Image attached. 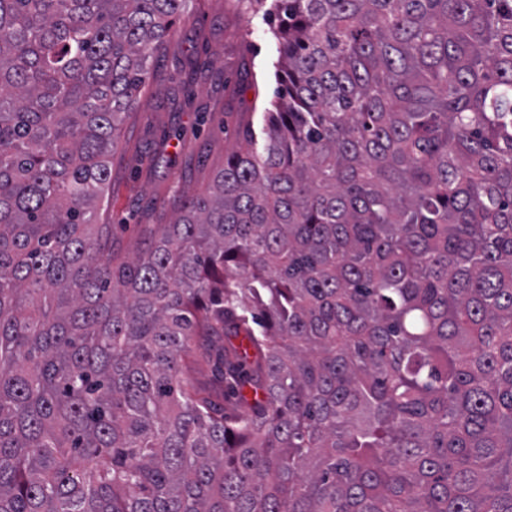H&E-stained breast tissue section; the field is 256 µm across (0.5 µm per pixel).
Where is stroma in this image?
<instances>
[{"label":"stroma","instance_id":"35a3bbf8","mask_svg":"<svg viewBox=\"0 0 512 512\" xmlns=\"http://www.w3.org/2000/svg\"><path fill=\"white\" fill-rule=\"evenodd\" d=\"M279 42L243 0H189L156 52L138 107L120 125L98 221L124 261L172 223L277 99Z\"/></svg>","mask_w":512,"mask_h":512}]
</instances>
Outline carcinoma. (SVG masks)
<instances>
[{
  "label": "carcinoma",
  "instance_id": "carcinoma-1",
  "mask_svg": "<svg viewBox=\"0 0 512 512\" xmlns=\"http://www.w3.org/2000/svg\"><path fill=\"white\" fill-rule=\"evenodd\" d=\"M187 2L0 0V512H512V0H252L277 104L116 266ZM196 379L200 386L210 390L220 405H224V411L228 415H233L241 408L236 407L234 399L227 396L224 399L222 387L218 385L213 377L211 364L206 361H201L196 371Z\"/></svg>",
  "mask_w": 512,
  "mask_h": 512
}]
</instances>
